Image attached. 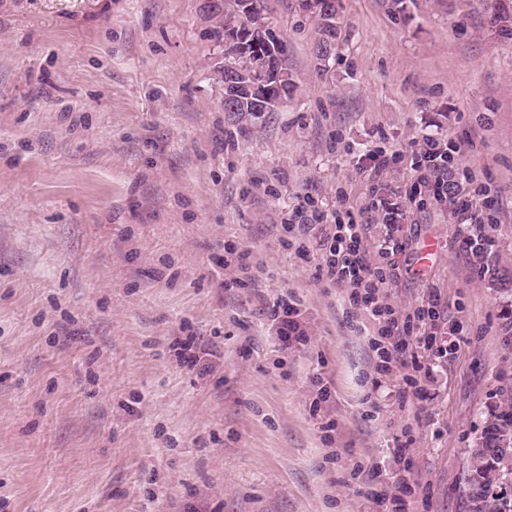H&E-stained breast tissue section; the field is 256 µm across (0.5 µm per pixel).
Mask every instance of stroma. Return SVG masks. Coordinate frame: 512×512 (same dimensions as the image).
I'll return each instance as SVG.
<instances>
[{
  "instance_id": "obj_1",
  "label": "stroma",
  "mask_w": 512,
  "mask_h": 512,
  "mask_svg": "<svg viewBox=\"0 0 512 512\" xmlns=\"http://www.w3.org/2000/svg\"><path fill=\"white\" fill-rule=\"evenodd\" d=\"M266 5L295 88L235 126L204 0H0V512H366L378 462L408 470L410 512H469L512 295L413 160L434 139L461 194L465 170L488 184L512 278V32L483 0H341L319 73L298 0ZM301 206L360 225L371 261L397 244L389 304L441 294L420 393L378 379L372 323L284 232ZM228 246L247 269L219 267ZM283 296L309 336L287 351ZM269 330L284 351L303 345L307 341L306 331L300 321V310L293 303L277 300L269 310Z\"/></svg>"
}]
</instances>
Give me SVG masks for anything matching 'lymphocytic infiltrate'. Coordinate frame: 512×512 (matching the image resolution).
<instances>
[{
    "label": "lymphocytic infiltrate",
    "mask_w": 512,
    "mask_h": 512,
    "mask_svg": "<svg viewBox=\"0 0 512 512\" xmlns=\"http://www.w3.org/2000/svg\"><path fill=\"white\" fill-rule=\"evenodd\" d=\"M297 231L303 250L315 251L320 256L319 280L344 289L349 306L377 324L371 348L378 358L379 373H390L395 364L410 356L411 343L421 330L434 326L443 316L440 294L430 293L426 304L415 312L399 313L384 302L381 293L390 281L392 269L369 265L357 225L339 224L328 233L323 229L321 216L313 213L302 217ZM268 326L281 349H291L307 340L300 311L288 301L273 303Z\"/></svg>",
    "instance_id": "1"
}]
</instances>
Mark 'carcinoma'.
Wrapping results in <instances>:
<instances>
[{
  "mask_svg": "<svg viewBox=\"0 0 512 512\" xmlns=\"http://www.w3.org/2000/svg\"><path fill=\"white\" fill-rule=\"evenodd\" d=\"M322 7L310 11L314 26L313 55L322 62L335 50L341 29L340 0H321ZM491 21L508 28L512 11L501 0H485ZM207 37L214 43L238 37L249 28L266 22L265 0H224V9L205 14ZM290 69L288 55L274 38L253 45L237 55L224 51V66L214 70V79L224 82V72L239 76L236 86L224 88L226 98L237 102L236 112L253 118L276 112L287 102L293 80L279 77V70ZM500 405L495 408L470 449L463 474V492L469 512H512V377L500 379Z\"/></svg>",
  "mask_w": 512,
  "mask_h": 512,
  "instance_id": "carcinoma-1",
  "label": "carcinoma"
}]
</instances>
